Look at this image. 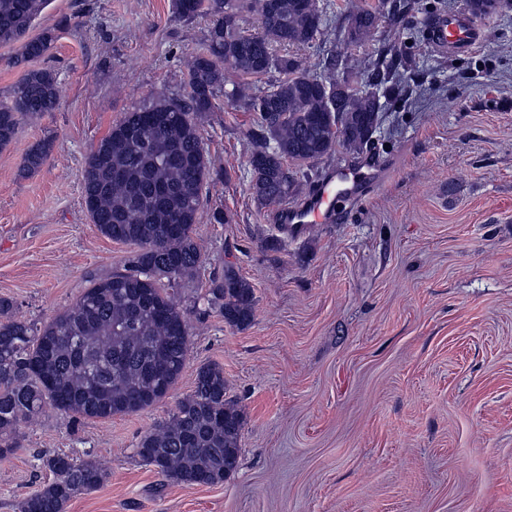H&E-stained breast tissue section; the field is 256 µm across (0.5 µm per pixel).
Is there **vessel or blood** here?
Wrapping results in <instances>:
<instances>
[{
  "label": "vessel or blood",
  "instance_id": "vessel-or-blood-1",
  "mask_svg": "<svg viewBox=\"0 0 512 512\" xmlns=\"http://www.w3.org/2000/svg\"><path fill=\"white\" fill-rule=\"evenodd\" d=\"M426 39L440 53L457 54L482 42L484 31L470 12L437 14L428 20ZM379 178V169L369 162L330 170L302 204L280 207L278 222L291 236L314 224L333 223L340 202L361 198Z\"/></svg>",
  "mask_w": 512,
  "mask_h": 512
}]
</instances>
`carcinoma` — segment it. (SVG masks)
<instances>
[{
  "label": "carcinoma",
  "instance_id": "cac0c4a2",
  "mask_svg": "<svg viewBox=\"0 0 512 512\" xmlns=\"http://www.w3.org/2000/svg\"><path fill=\"white\" fill-rule=\"evenodd\" d=\"M50 0H0V45L20 44L17 66L43 57L54 30L33 33ZM328 5L319 0H174L177 17L210 19L204 52L190 57L185 95L158 96L127 112L91 152L82 200L104 236L137 251L123 272L92 282L71 307L41 327L13 317V303L0 298V458L19 447L23 424L51 407L86 419L107 420L154 406L181 376L190 349L187 312L175 291L191 280L202 254L195 241L203 190L210 166L201 122L213 101L237 99L227 88L224 63L243 76L284 74L269 89L244 95L258 114L259 133L249 155L250 190L261 204L295 198L307 177L301 165L343 148L367 150L380 122V98L352 91L346 81L341 122L335 95L274 47L313 44L325 30ZM260 23L247 33L243 12ZM383 17V2L357 0L345 17L347 37H372ZM57 78L47 68L30 67L0 101V150L21 125L55 109ZM53 139L36 142L23 169L44 165ZM224 323L244 329L255 316L251 284L227 263L203 296ZM244 414L227 397L224 367L200 366L194 388L167 419L138 443L137 454L163 476L186 486L218 485L234 475L241 456ZM53 480L25 498L19 512H64L80 492L98 488L106 470L95 460L66 454L46 459Z\"/></svg>",
  "mask_w": 512,
  "mask_h": 512
}]
</instances>
